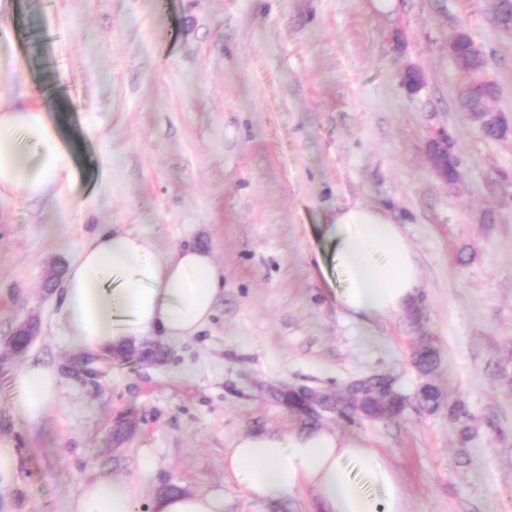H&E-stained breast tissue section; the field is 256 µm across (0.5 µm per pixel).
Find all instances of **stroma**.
Here are the masks:
<instances>
[{
	"label": "stroma",
	"mask_w": 512,
	"mask_h": 512,
	"mask_svg": "<svg viewBox=\"0 0 512 512\" xmlns=\"http://www.w3.org/2000/svg\"><path fill=\"white\" fill-rule=\"evenodd\" d=\"M500 0H14L6 39L13 95L43 103L72 157L54 200L0 193V512H65L83 486L134 482L224 492V512H314L300 488L276 504L224 478V451L253 432L322 428L361 437L395 467L409 512H512V23ZM466 31L488 60L486 138L461 108L471 81L448 54ZM423 82L405 85L406 68ZM460 162L432 171L430 133ZM381 206L416 254L413 308L377 322L378 341L336 305L342 274L325 224ZM158 248L192 243L224 270L209 324L147 337L105 358L74 349L53 270L107 228ZM38 334L20 355L22 323ZM442 406L423 411V344ZM54 367L39 421L16 420L26 361ZM382 378L401 412L336 406L350 382ZM325 404L295 409L288 390ZM458 408L449 416V408ZM427 153L432 169L441 180L448 183L460 177L459 160L454 152V143L447 134L432 137L427 144ZM448 159L452 161L449 174Z\"/></svg>",
	"instance_id": "35a3bbf8"
}]
</instances>
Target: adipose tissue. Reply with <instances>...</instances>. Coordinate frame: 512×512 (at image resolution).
Returning <instances> with one entry per match:
<instances>
[{"instance_id": "ef3b65f1", "label": "adipose tissue", "mask_w": 512, "mask_h": 512, "mask_svg": "<svg viewBox=\"0 0 512 512\" xmlns=\"http://www.w3.org/2000/svg\"><path fill=\"white\" fill-rule=\"evenodd\" d=\"M71 186L68 153L44 108L0 94V192L30 199ZM343 285L336 302L359 324L365 340L375 322L394 316L419 294L414 252L398 225L375 205L337 210L326 228ZM224 271L211 253L191 244L162 251L145 233L116 228L85 241L61 290L60 316L70 344L107 355L139 346L148 336L180 341L210 321ZM57 373L25 364L14 377L13 415L42 418L57 392ZM224 471L257 501L283 500L309 487L318 512H408L395 468L360 438L321 428L239 437L224 454ZM136 490L126 479L87 484L66 512H135ZM149 512H224L222 491L154 497Z\"/></svg>"}]
</instances>
